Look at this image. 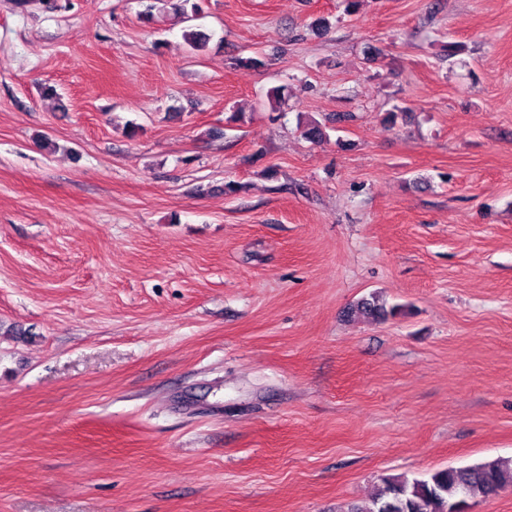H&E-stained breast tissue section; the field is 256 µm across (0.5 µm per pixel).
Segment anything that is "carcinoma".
<instances>
[{"label": "carcinoma", "mask_w": 512, "mask_h": 512, "mask_svg": "<svg viewBox=\"0 0 512 512\" xmlns=\"http://www.w3.org/2000/svg\"><path fill=\"white\" fill-rule=\"evenodd\" d=\"M355 313L373 320H386L402 313L398 305H389L372 294L359 301ZM512 487V463L492 460L464 468H445L421 476L406 474L380 478L377 491L364 506L350 512H449L452 499L463 495H489Z\"/></svg>", "instance_id": "1"}]
</instances>
